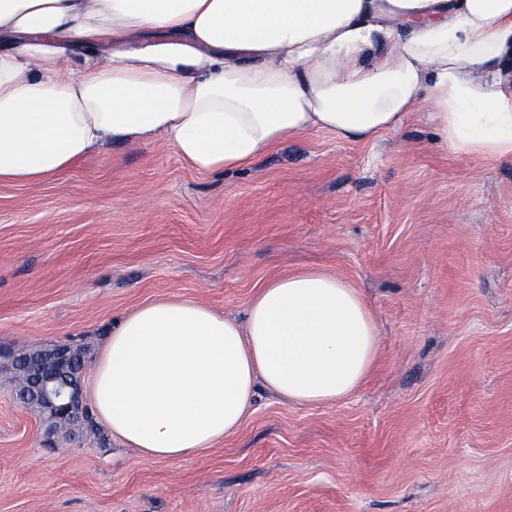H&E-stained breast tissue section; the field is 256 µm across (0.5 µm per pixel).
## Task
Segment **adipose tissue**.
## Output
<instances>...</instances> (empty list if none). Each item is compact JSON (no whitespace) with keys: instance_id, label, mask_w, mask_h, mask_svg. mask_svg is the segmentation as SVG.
Returning a JSON list of instances; mask_svg holds the SVG:
<instances>
[{"instance_id":"1","label":"adipose tissue","mask_w":512,"mask_h":512,"mask_svg":"<svg viewBox=\"0 0 512 512\" xmlns=\"http://www.w3.org/2000/svg\"><path fill=\"white\" fill-rule=\"evenodd\" d=\"M423 91L444 149L512 158V0H0V183L118 144L160 141L209 174L311 130L371 142ZM378 336L321 270L269 281L241 322L156 299L113 326L91 397L144 456H198L239 431L257 387L303 406L353 394Z\"/></svg>"}]
</instances>
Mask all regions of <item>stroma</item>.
Returning <instances> with one entry per match:
<instances>
[{
	"label": "stroma",
	"mask_w": 512,
	"mask_h": 512,
	"mask_svg": "<svg viewBox=\"0 0 512 512\" xmlns=\"http://www.w3.org/2000/svg\"><path fill=\"white\" fill-rule=\"evenodd\" d=\"M372 143L288 138L201 174L165 144L113 145L0 184V512H512V159L446 152L430 104ZM320 269L380 328L353 395L258 390L238 433L159 460L101 424L22 406L13 355L94 363L116 320L166 296L243 318L275 277Z\"/></svg>",
	"instance_id": "obj_1"
}]
</instances>
